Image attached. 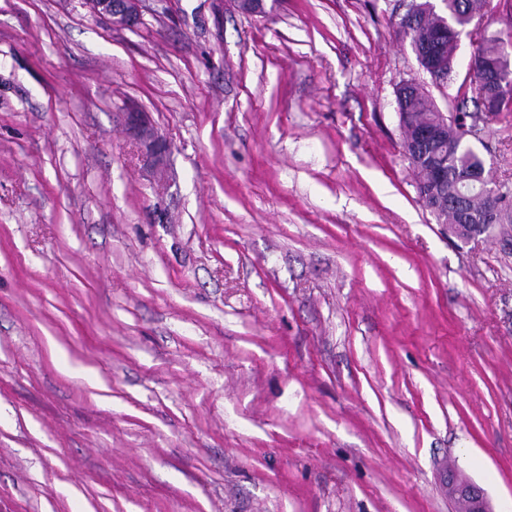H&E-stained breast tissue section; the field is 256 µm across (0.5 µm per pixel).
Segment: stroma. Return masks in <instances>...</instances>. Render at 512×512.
Listing matches in <instances>:
<instances>
[{
	"mask_svg": "<svg viewBox=\"0 0 512 512\" xmlns=\"http://www.w3.org/2000/svg\"><path fill=\"white\" fill-rule=\"evenodd\" d=\"M408 2L0 0V512H505L512 240L421 206L396 102L476 30L436 85ZM95 13L108 16L112 23L125 26L134 25L140 16L143 0H97ZM127 121L135 136L143 138L145 135V137L150 140L149 144L151 145V150L154 148L160 154L168 150L166 141L154 132L142 112L128 113ZM147 129H149V131ZM453 512H492L485 491L456 470H448L445 480Z\"/></svg>",
	"mask_w": 512,
	"mask_h": 512,
	"instance_id": "stroma-1",
	"label": "stroma"
}]
</instances>
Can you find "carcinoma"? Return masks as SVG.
Segmentation results:
<instances>
[{
  "instance_id": "1",
  "label": "carcinoma",
  "mask_w": 512,
  "mask_h": 512,
  "mask_svg": "<svg viewBox=\"0 0 512 512\" xmlns=\"http://www.w3.org/2000/svg\"><path fill=\"white\" fill-rule=\"evenodd\" d=\"M444 11H432L429 0H412L408 13L416 16L415 25L404 20L397 32L419 49L416 59L428 68V53L436 52L453 69L459 35L474 20L484 17L488 0H442ZM471 96L462 98L448 112V138L433 145L409 142L410 123L428 125L438 112L428 92L420 85H406L397 91L400 119L405 124L404 148L411 158L409 166L417 182L434 156L448 160V186L434 189L426 184L418 190L423 205L441 224H512V185L488 183L483 159L474 151L469 138L477 135L479 123H487L512 107V39L500 33H479L471 68L466 78Z\"/></svg>"
}]
</instances>
